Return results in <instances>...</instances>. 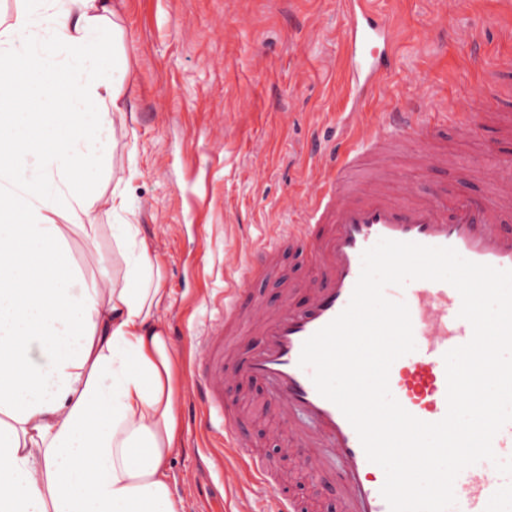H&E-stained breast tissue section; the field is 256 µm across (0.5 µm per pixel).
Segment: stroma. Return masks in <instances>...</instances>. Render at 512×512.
Returning a JSON list of instances; mask_svg holds the SVG:
<instances>
[{"mask_svg":"<svg viewBox=\"0 0 512 512\" xmlns=\"http://www.w3.org/2000/svg\"><path fill=\"white\" fill-rule=\"evenodd\" d=\"M397 22L395 64L385 88L361 111L378 120L398 101L475 97L492 109L512 103V73L498 60L512 55V12L499 0H457L448 12L432 0H371ZM118 32L103 58L120 78L119 103L132 121L117 128L128 153L89 172L102 192L123 190L129 209L108 214L98 250L71 249L85 274L112 260L113 224H136L161 244L165 284L180 317L179 350L191 354L196 329L218 327L217 311L199 302L224 288L226 271L246 244L269 239L275 224H292L289 199L310 186V153L332 134L346 104L341 0H111ZM447 167L424 165L420 139L395 140L390 165L418 189L481 204L494 190L491 173L512 174V127L484 120L467 135L455 121L433 133ZM230 399L250 413L255 452L275 455L285 437H270L267 417L254 414L260 390L228 381ZM186 451L173 464L174 493L184 512H204L214 492L236 485L230 468H204L203 416L183 411Z\"/></svg>","mask_w":512,"mask_h":512,"instance_id":"1","label":"stroma"}]
</instances>
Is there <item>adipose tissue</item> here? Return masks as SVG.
<instances>
[{
  "instance_id": "adipose-tissue-1",
  "label": "adipose tissue",
  "mask_w": 512,
  "mask_h": 512,
  "mask_svg": "<svg viewBox=\"0 0 512 512\" xmlns=\"http://www.w3.org/2000/svg\"><path fill=\"white\" fill-rule=\"evenodd\" d=\"M107 0H29L0 29V90L30 72L51 112H2L0 134L30 131L45 166L0 137V512H183L171 463L183 454L182 358L166 319L173 301L155 240L113 224L112 261L86 278L67 231L98 245L88 167L123 150L120 106L100 94ZM77 79L58 81L48 60ZM65 131L49 140L43 129ZM65 215L67 224L56 223Z\"/></svg>"
}]
</instances>
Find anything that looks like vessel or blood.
I'll list each match as a JSON object with an SVG mask.
<instances>
[{"mask_svg":"<svg viewBox=\"0 0 512 512\" xmlns=\"http://www.w3.org/2000/svg\"><path fill=\"white\" fill-rule=\"evenodd\" d=\"M344 3L345 65L359 102L393 62L394 41L370 0ZM447 118L444 112L398 106L354 139L349 130L357 115L346 113L338 132L312 152L314 191L298 211L299 223L287 227L289 241L305 249L309 276L299 283L283 278L280 247L270 242L249 253L233 287L217 300L224 320L200 338L194 403L206 417L219 418L212 432L217 446L227 449L249 480L266 491L262 505L236 512H308L304 499L283 491L286 482H302L317 495L336 498L339 512H390L381 494L383 469L368 460L353 426L319 394L299 358L304 342L347 307L362 253L380 239L451 247L467 260L512 269V227L500 222L501 215L512 212V179L498 180L492 198L479 206L467 198L421 193L388 168L366 188L346 178L361 166L363 156L382 153L388 141L416 129L432 133ZM260 281L275 283L274 298L256 291ZM385 294L407 304L416 345L392 364L390 390L416 418L440 421L447 413L444 355L473 334L471 324L459 316L461 297L450 284L429 280L390 286ZM228 376L258 384L263 407L274 408L287 422L288 443L278 456L249 453V426L239 405L224 395ZM454 494L451 512H512V479L490 474L483 461L458 475Z\"/></svg>","mask_w":512,"mask_h":512,"instance_id":"b4317fda","label":"vessel or blood"}]
</instances>
